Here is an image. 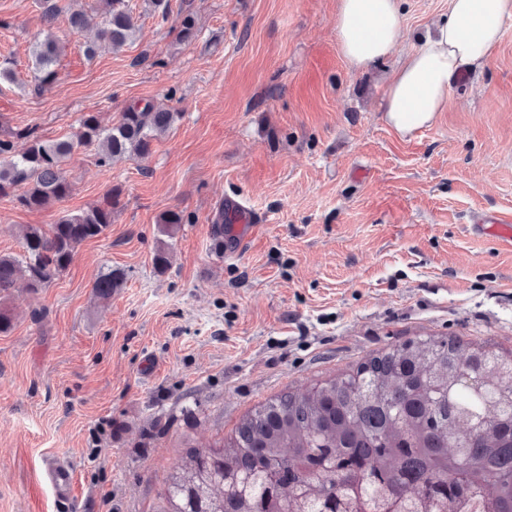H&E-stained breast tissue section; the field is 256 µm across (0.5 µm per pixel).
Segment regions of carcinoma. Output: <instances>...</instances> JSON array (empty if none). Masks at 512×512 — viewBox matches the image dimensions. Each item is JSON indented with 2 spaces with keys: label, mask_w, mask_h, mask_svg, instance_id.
<instances>
[{
  "label": "carcinoma",
  "mask_w": 512,
  "mask_h": 512,
  "mask_svg": "<svg viewBox=\"0 0 512 512\" xmlns=\"http://www.w3.org/2000/svg\"><path fill=\"white\" fill-rule=\"evenodd\" d=\"M45 38L32 51L31 93L58 79L59 47L52 27L65 12L60 0H41ZM103 23L84 54L98 43L119 49L139 28L124 0H93ZM181 40L196 36V19L180 11ZM177 113L150 101L134 103L106 127L95 113L81 119L77 140L47 142L36 129L0 128V197L34 209L71 191L63 165L76 148L94 146L97 163L144 156ZM27 149L13 154V140ZM118 193L68 213L45 230L28 226L24 254L0 255V333L12 327L7 298L18 284L49 287L84 241L112 224ZM119 273L98 276L102 298ZM512 353L457 337L396 344L356 371L307 394L262 405L217 448L191 449L166 481L167 512H449L467 493L480 494L487 512H512Z\"/></svg>",
  "instance_id": "1"
}]
</instances>
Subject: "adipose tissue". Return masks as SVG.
I'll return each instance as SVG.
<instances>
[{"label": "adipose tissue", "instance_id": "1", "mask_svg": "<svg viewBox=\"0 0 512 512\" xmlns=\"http://www.w3.org/2000/svg\"><path fill=\"white\" fill-rule=\"evenodd\" d=\"M512 21V0H450L447 15L407 53L383 92L385 117L400 135L429 126L459 76L484 67ZM336 35L356 70L393 54L403 37L400 0H337Z\"/></svg>", "mask_w": 512, "mask_h": 512}]
</instances>
